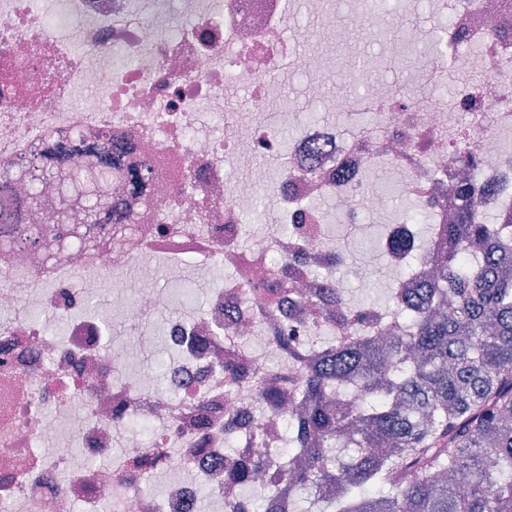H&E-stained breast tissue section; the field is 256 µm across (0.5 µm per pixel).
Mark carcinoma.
<instances>
[{"mask_svg": "<svg viewBox=\"0 0 512 512\" xmlns=\"http://www.w3.org/2000/svg\"><path fill=\"white\" fill-rule=\"evenodd\" d=\"M36 164L0 166V253L25 252L50 265L60 256L69 211H86L89 230L74 225L70 237L107 245L133 233L137 214L89 186L83 167L101 182L124 176L132 198H147L154 161L125 165L126 145L108 136L60 140L49 133ZM478 164L464 145L448 166ZM57 182L44 201L37 187ZM32 186L27 200L46 212L41 225L13 219L17 187ZM488 186L449 181L458 206L442 225L437 273L416 288L396 281L393 307H352L333 286L305 299L317 315L318 351L312 355L283 340L295 369L271 368L258 382L260 408L279 406L282 392L302 414L286 423L288 452L272 479L305 490L318 512H512V223L491 226L481 206ZM387 251L410 254L414 240L389 236ZM273 276L294 291L286 261ZM260 463L238 453L229 485H246ZM224 512H294L293 501L266 495L243 505L235 495Z\"/></svg>", "mask_w": 512, "mask_h": 512, "instance_id": "1", "label": "carcinoma"}]
</instances>
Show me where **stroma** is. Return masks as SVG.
Returning <instances> with one entry per match:
<instances>
[{"label":"stroma","instance_id":"obj_1","mask_svg":"<svg viewBox=\"0 0 512 512\" xmlns=\"http://www.w3.org/2000/svg\"><path fill=\"white\" fill-rule=\"evenodd\" d=\"M325 18L334 20L343 30V40L337 41L332 52H325L319 42L301 45V52L312 60L308 74L298 75L282 73L272 77L269 103L283 109H298L302 116L324 118L327 115L324 103L311 101L304 96V87L312 81H323L326 97L359 99L368 93V86L373 80H386L402 94L421 92L438 98L448 93H461L468 85L485 81L486 73L475 69L465 75L447 74L440 82H427L419 79V72L431 61L430 46L435 35L448 24L447 16L435 13L428 5V0H383L379 10L368 9L363 0H331ZM322 18V19H325ZM322 19L311 16L303 8H296L289 24V37H296L300 28L319 26ZM416 31L421 36L419 54L415 62H391L386 58L385 40L389 31ZM370 53L379 59V66L371 80L359 79L355 67V54ZM330 56L333 67L325 69L323 56ZM258 116L249 112L243 91L232 88L224 95V109L211 115L209 122L214 132H223L226 123H233L240 136H247L250 127ZM399 177L391 168L376 171L371 180L370 191H383L388 197V206L379 216L359 212L357 224H332L329 234L332 240H348L356 246L358 253L376 252L377 264L363 268L352 264L337 270L343 288L352 300L371 298L378 305H387L393 276L386 271L389 256L377 251V244L384 240L391 224L405 213L415 212L417 203L414 199L402 195L398 189ZM370 276L373 290L360 288L361 276ZM227 271L208 270L199 274L193 265L184 264L176 268L160 269L154 284L156 290L175 297V310L184 306L202 308L208 300L212 289L227 278ZM99 310L115 322L112 339L134 346L137 353V365L151 367L155 374H162L170 358L163 337L165 313L157 311L143 322L139 329H129L119 321L118 308L123 301L112 291L111 276H104L100 293Z\"/></svg>","mask_w":512,"mask_h":512}]
</instances>
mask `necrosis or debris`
<instances>
[{"instance_id": "obj_1", "label": "necrosis or debris", "mask_w": 512, "mask_h": 512, "mask_svg": "<svg viewBox=\"0 0 512 512\" xmlns=\"http://www.w3.org/2000/svg\"><path fill=\"white\" fill-rule=\"evenodd\" d=\"M172 1L149 0L142 10L134 0H61L64 24L100 59L88 66L46 25L41 0H0V162L41 147L48 131L130 135L137 154L158 159L149 202H129L138 215L135 235L93 252L64 240L48 270L27 254L0 256V311L12 314L0 323V505L7 512H73L78 504L98 512L104 501L112 512H199L203 486L211 491L210 512H224L225 426L245 437L260 460L283 445L278 418L262 414L250 383L229 384L225 365L266 368L265 355L250 343L258 324L268 339L278 329L307 349L315 339L300 307L283 317L270 295L253 291L271 258L294 263L298 287L335 282L332 267L311 266L309 258L325 255L331 221L353 224L359 211L386 207V197L366 190L383 163L400 172L402 192L428 209L432 223H448L456 209L444 172L455 112L433 108L422 94L394 93L385 82L372 84L362 104L328 100L315 82L306 97L326 100L346 128L329 121L304 126L282 145L273 135L280 117L267 106L270 78L310 68L286 36L292 0H176L191 23L175 35ZM440 7L449 22L439 59L459 73L477 65L487 73L485 82L461 92L456 112L481 120L468 134L480 160L468 176L499 183L488 206L505 223L512 220V148L500 133L512 128V0H441ZM116 50L125 64L110 63ZM230 82L250 90L248 109L259 116L244 140L230 125L220 137L202 127ZM364 108L378 113L377 133L362 128ZM252 156L276 158L282 176L273 187L274 229L244 246L243 215L266 174L253 168L235 179L227 161ZM321 197L331 209L315 207ZM148 256L232 268L196 318L165 320L172 358L161 382L150 368H134L127 344L103 346V325L87 310L108 273L117 294L135 292L136 303L122 308L129 322L156 311L161 301ZM33 305L68 319L66 333L49 335L40 321L23 317ZM132 417L151 427V445L127 426ZM119 444L124 451L113 456ZM77 449L101 468L73 472ZM146 457L153 465L143 466ZM156 476L163 479L161 495L139 492Z\"/></svg>"}]
</instances>
